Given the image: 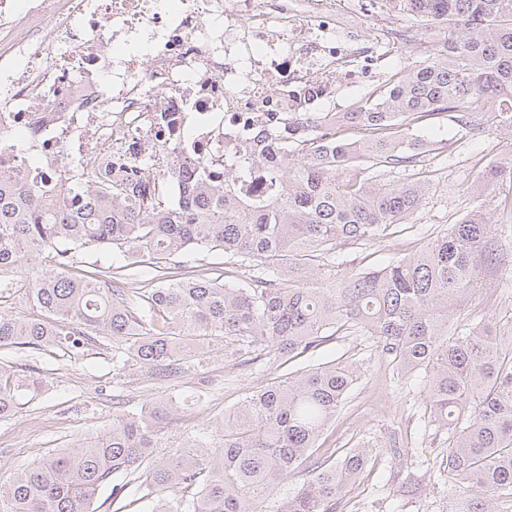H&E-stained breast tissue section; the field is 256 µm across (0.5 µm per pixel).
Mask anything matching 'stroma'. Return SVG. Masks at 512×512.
Listing matches in <instances>:
<instances>
[{
    "instance_id": "1",
    "label": "stroma",
    "mask_w": 512,
    "mask_h": 512,
    "mask_svg": "<svg viewBox=\"0 0 512 512\" xmlns=\"http://www.w3.org/2000/svg\"><path fill=\"white\" fill-rule=\"evenodd\" d=\"M337 7L347 15L340 34L388 53L360 82L337 80L336 94L327 106L339 112L352 110L365 97L382 91L404 67L425 61L429 48L444 39L443 30L416 23L406 14L387 12L380 0H338ZM411 128L435 149L425 166L388 174L387 180L424 185L421 207L386 238L338 245L326 254L322 274L342 278L415 253L472 208L468 187L489 163L512 160V135L489 121L464 135L448 114L441 113L412 121ZM491 246L508 253L510 259L486 269L492 288L462 302L457 318L466 325L489 316L511 331L512 239L497 236ZM341 356L362 363L364 373L320 439L317 454L336 460L366 437L376 449L370 465L336 501L334 512H448L453 481L439 472L446 437L425 415L423 382L416 376L401 377L377 357L367 336L331 337L295 364L325 363ZM0 367L10 383L21 387L16 413L0 418V478L56 453L74 439L107 432L117 404L133 411L148 402L197 395L196 403L184 406L183 421L164 429L159 450L167 452L186 430L210 434L245 393L280 380L286 372L275 362L257 370L218 357L203 360L174 385L154 381L149 370L141 368L122 376L116 388L108 338L72 357L53 348L0 347ZM393 443L415 449V457L392 460L388 448ZM419 477L435 479V487L411 498L397 497L402 485Z\"/></svg>"
}]
</instances>
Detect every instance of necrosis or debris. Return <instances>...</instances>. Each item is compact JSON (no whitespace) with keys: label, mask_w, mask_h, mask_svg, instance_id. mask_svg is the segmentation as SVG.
<instances>
[{"label":"necrosis or debris","mask_w":512,"mask_h":512,"mask_svg":"<svg viewBox=\"0 0 512 512\" xmlns=\"http://www.w3.org/2000/svg\"><path fill=\"white\" fill-rule=\"evenodd\" d=\"M374 58L337 38L336 0H0V171L44 190L146 169L179 206L273 124L334 119L330 65L357 60L352 83Z\"/></svg>","instance_id":"obj_1"}]
</instances>
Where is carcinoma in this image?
<instances>
[{
  "mask_svg": "<svg viewBox=\"0 0 512 512\" xmlns=\"http://www.w3.org/2000/svg\"><path fill=\"white\" fill-rule=\"evenodd\" d=\"M382 5L439 25L446 37L392 86L315 126L294 149L274 137L224 180L200 176L180 208L93 172L72 193L45 195L22 176L0 175V299L20 291L31 308L19 317L0 306V347L77 355L93 337L110 336L115 375L139 366L171 383L203 355L244 366L270 353L288 362L331 336L361 333L400 374L424 375L429 423L447 434L443 471L457 480L450 512H500L512 502V342L489 318L459 327L454 311L491 287L483 264L504 261L489 247L497 228L479 194L512 182V160L478 175L473 208L418 252L338 282L308 279L337 245L384 238L419 209L421 184L383 181L429 156L428 142L410 132L411 116L451 111L467 131L476 122L471 100L493 99L499 125L512 133V0ZM343 127L365 134L341 138ZM254 175L268 196L247 200ZM94 247L123 253L126 264L67 274L74 255ZM213 249L250 276L183 277L165 265ZM41 253L56 271L28 266ZM145 264L154 266L151 287H129ZM359 378L357 364L342 357L298 368L245 393L213 438L191 435L162 458L153 449L180 401L117 414L104 434L0 481V512H94L102 488L118 500L135 472L151 512H333L372 449L349 448L330 464L315 457L316 442ZM17 405V390L0 384V418ZM303 472L310 478L300 487L281 490Z\"/></svg>",
  "mask_w": 512,
  "mask_h": 512,
  "instance_id": "obj_1",
  "label": "carcinoma"
}]
</instances>
